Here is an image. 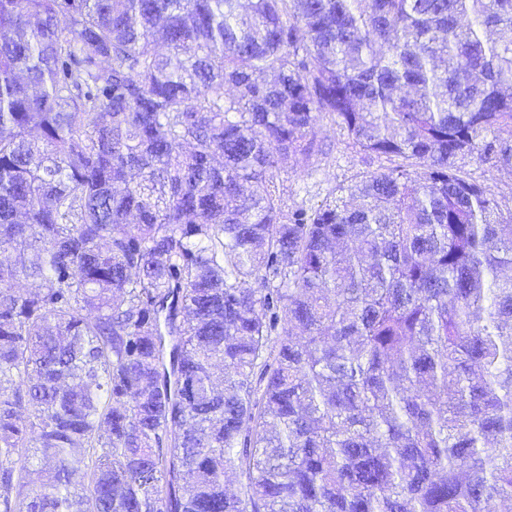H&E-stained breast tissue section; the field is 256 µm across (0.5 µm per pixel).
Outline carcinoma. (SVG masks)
Listing matches in <instances>:
<instances>
[{
    "label": "carcinoma",
    "instance_id": "carcinoma-1",
    "mask_svg": "<svg viewBox=\"0 0 512 512\" xmlns=\"http://www.w3.org/2000/svg\"><path fill=\"white\" fill-rule=\"evenodd\" d=\"M325 114L392 165L290 210ZM465 158L512 167V0H0V512L512 500Z\"/></svg>",
    "mask_w": 512,
    "mask_h": 512
}]
</instances>
